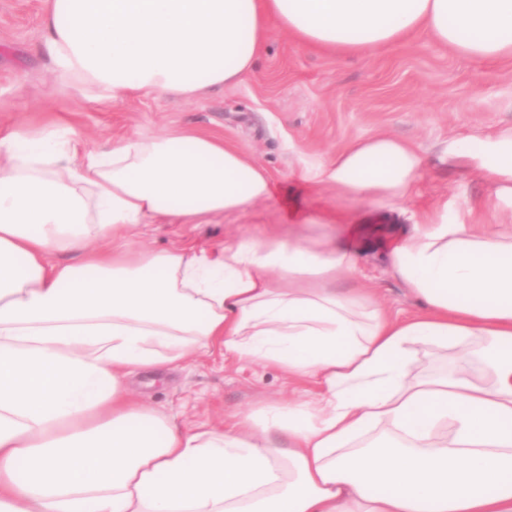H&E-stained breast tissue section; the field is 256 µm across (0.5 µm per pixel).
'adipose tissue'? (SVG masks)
Instances as JSON below:
<instances>
[{"label": "adipose tissue", "mask_w": 512, "mask_h": 512, "mask_svg": "<svg viewBox=\"0 0 512 512\" xmlns=\"http://www.w3.org/2000/svg\"><path fill=\"white\" fill-rule=\"evenodd\" d=\"M275 26L362 58L419 38L512 56V0H47L42 22L61 83L109 102L236 84ZM444 151L512 200L511 130ZM423 165L378 134L282 187L216 136L90 150L61 120L0 128V512H512V224L443 207L415 225L387 255L407 318L359 285L349 242L129 247L276 196L284 223H309L305 186L402 202ZM214 345L326 391L205 430L130 392ZM416 345L463 364L412 377Z\"/></svg>", "instance_id": "1"}]
</instances>
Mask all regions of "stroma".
I'll return each mask as SVG.
<instances>
[{
	"label": "stroma",
	"mask_w": 512,
	"mask_h": 512,
	"mask_svg": "<svg viewBox=\"0 0 512 512\" xmlns=\"http://www.w3.org/2000/svg\"><path fill=\"white\" fill-rule=\"evenodd\" d=\"M44 12V0H0L1 125L41 126L62 118L91 147L110 138L189 129L223 137L283 183L301 160L334 155L378 133L412 143L426 159L417 193L396 217L391 201L340 203L325 190L311 196L308 224L282 223L280 202L271 199L205 224L159 226L151 236L134 239L133 248L158 251L187 240L202 247L230 235L332 242L339 228L321 224L320 217L338 207L362 226L356 245L362 281L376 288L391 313L405 317L413 302L383 255L439 205L468 224L494 221L492 214L476 219L467 212L469 202L491 198L492 188L470 160L448 159L442 149L452 136L483 138L512 128V58L477 61L419 40L363 60L305 49L276 31L254 69L237 84L187 99L152 92L99 104L57 80L42 47ZM128 386L143 404L194 426L229 425L279 402L317 398L322 391L317 378L291 376L276 364L218 350L174 369L135 375Z\"/></svg>",
	"instance_id": "35a3bbf8"
}]
</instances>
